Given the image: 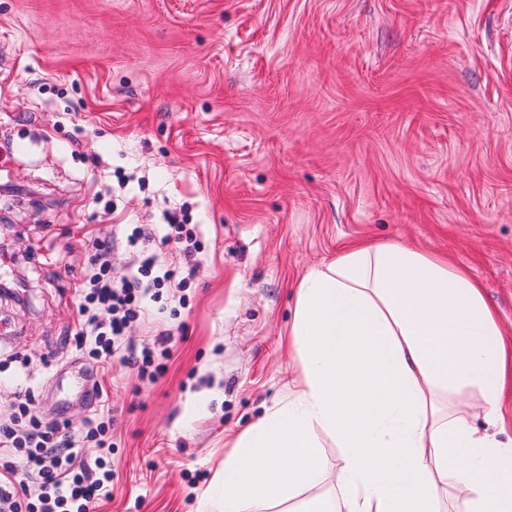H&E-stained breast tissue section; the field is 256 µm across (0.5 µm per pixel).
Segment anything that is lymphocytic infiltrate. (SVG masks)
<instances>
[{"mask_svg": "<svg viewBox=\"0 0 512 512\" xmlns=\"http://www.w3.org/2000/svg\"><path fill=\"white\" fill-rule=\"evenodd\" d=\"M163 246L174 250L179 269L165 267L158 253L146 250L144 230L126 237L136 259L129 273L112 278V241L97 245L95 267L86 279L78 307L76 348L98 367L119 361L138 376L155 380L171 357V332L162 329L141 346L127 336L142 321L148 302L162 298L164 289H182L199 264L201 252L194 225L170 213ZM8 423L0 424V512H93L110 499L112 468L107 405L83 427L69 430L44 424L33 409L29 392L17 391Z\"/></svg>", "mask_w": 512, "mask_h": 512, "instance_id": "1", "label": "lymphocytic infiltrate"}]
</instances>
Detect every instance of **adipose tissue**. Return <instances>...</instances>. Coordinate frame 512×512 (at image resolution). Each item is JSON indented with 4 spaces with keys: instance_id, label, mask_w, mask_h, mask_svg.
Returning <instances> with one entry per match:
<instances>
[{
    "instance_id": "obj_1",
    "label": "adipose tissue",
    "mask_w": 512,
    "mask_h": 512,
    "mask_svg": "<svg viewBox=\"0 0 512 512\" xmlns=\"http://www.w3.org/2000/svg\"><path fill=\"white\" fill-rule=\"evenodd\" d=\"M291 334V400L238 437L213 512H512V447L474 425L497 421L501 332L464 272L407 246L351 249L301 279ZM325 435L342 450L337 491L297 499ZM458 487L461 508H444Z\"/></svg>"
}]
</instances>
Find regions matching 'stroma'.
Masks as SVG:
<instances>
[{
	"label": "stroma",
	"mask_w": 512,
	"mask_h": 512,
	"mask_svg": "<svg viewBox=\"0 0 512 512\" xmlns=\"http://www.w3.org/2000/svg\"><path fill=\"white\" fill-rule=\"evenodd\" d=\"M0 422L29 389L81 427L75 350L98 240L163 235L201 261L156 382L113 363L112 498L200 512L232 442L286 403L297 285L361 244L447 258L512 352V0H0ZM26 357L15 376L9 356Z\"/></svg>",
	"instance_id": "stroma-1"
}]
</instances>
